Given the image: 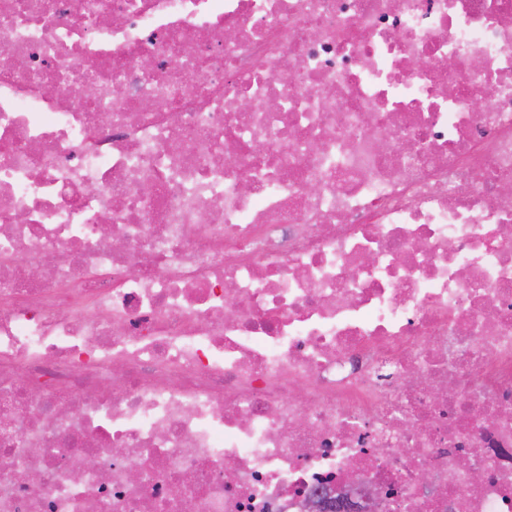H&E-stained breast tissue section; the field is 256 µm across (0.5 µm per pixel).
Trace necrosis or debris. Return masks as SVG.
Masks as SVG:
<instances>
[{"label":"necrosis or debris","mask_w":512,"mask_h":512,"mask_svg":"<svg viewBox=\"0 0 512 512\" xmlns=\"http://www.w3.org/2000/svg\"><path fill=\"white\" fill-rule=\"evenodd\" d=\"M510 183L512 0H0V512H512Z\"/></svg>","instance_id":"obj_1"}]
</instances>
